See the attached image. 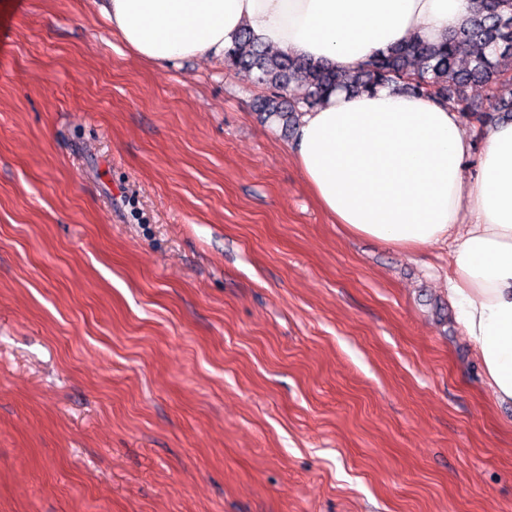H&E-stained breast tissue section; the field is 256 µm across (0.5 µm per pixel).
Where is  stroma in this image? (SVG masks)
I'll return each mask as SVG.
<instances>
[{"instance_id": "obj_1", "label": "stroma", "mask_w": 512, "mask_h": 512, "mask_svg": "<svg viewBox=\"0 0 512 512\" xmlns=\"http://www.w3.org/2000/svg\"><path fill=\"white\" fill-rule=\"evenodd\" d=\"M263 93L0 0V512H512L447 249L333 223Z\"/></svg>"}]
</instances>
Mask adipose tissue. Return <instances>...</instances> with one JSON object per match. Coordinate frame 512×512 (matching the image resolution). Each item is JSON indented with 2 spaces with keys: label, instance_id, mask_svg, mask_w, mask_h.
I'll use <instances>...</instances> for the list:
<instances>
[{
  "label": "adipose tissue",
  "instance_id": "1",
  "mask_svg": "<svg viewBox=\"0 0 512 512\" xmlns=\"http://www.w3.org/2000/svg\"><path fill=\"white\" fill-rule=\"evenodd\" d=\"M478 0H102L122 42L156 64L223 56L239 30L351 72L413 36L469 26ZM460 113L382 88L302 114L292 153L322 209L392 248L448 245V296L498 402L512 404V122L490 125L475 172Z\"/></svg>",
  "mask_w": 512,
  "mask_h": 512
}]
</instances>
